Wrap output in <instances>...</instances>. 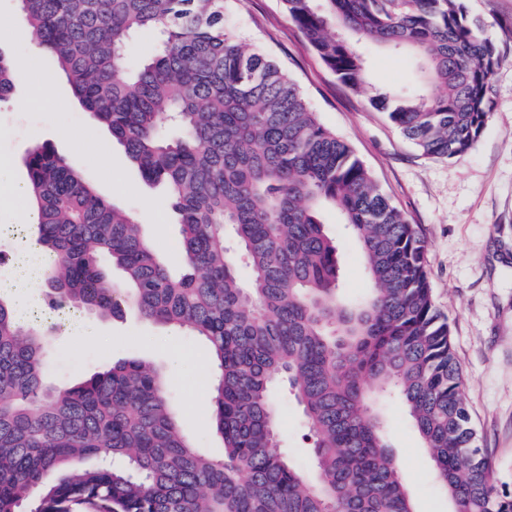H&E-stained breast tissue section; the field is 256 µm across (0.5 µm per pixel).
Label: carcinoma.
<instances>
[{
  "instance_id": "1",
  "label": "carcinoma",
  "mask_w": 512,
  "mask_h": 512,
  "mask_svg": "<svg viewBox=\"0 0 512 512\" xmlns=\"http://www.w3.org/2000/svg\"><path fill=\"white\" fill-rule=\"evenodd\" d=\"M38 45L89 116L177 216V254L48 145L27 155L40 279L59 308L141 316L202 338L209 416L224 456L181 430L160 368L113 364L46 385L49 327L0 294V512H413L377 398L405 407L454 512H512L463 397L425 248L351 146L297 84L224 30L217 0H21ZM349 88L358 44L408 52L421 73L373 108L425 156L476 144L500 51L462 0H283ZM133 33L159 48L133 66ZM19 79L0 49V100ZM332 208L361 250L369 292L342 298ZM109 258L122 272L112 281ZM301 408L312 470L279 446L273 389Z\"/></svg>"
}]
</instances>
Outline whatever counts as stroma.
<instances>
[{
	"instance_id": "35a3bbf8",
	"label": "stroma",
	"mask_w": 512,
	"mask_h": 512,
	"mask_svg": "<svg viewBox=\"0 0 512 512\" xmlns=\"http://www.w3.org/2000/svg\"><path fill=\"white\" fill-rule=\"evenodd\" d=\"M471 16L502 58L493 80V112L476 146L454 158L422 155L387 119L368 105V92L345 87L319 58L284 9L282 0H224V28L248 48L262 50L296 80L318 121L348 142L374 181L413 224L426 245L435 304L447 316L465 376V397L481 447L487 448L499 494L512 497V0H464ZM0 48L26 57L25 77L0 101V285L24 309L55 320L47 289L22 272L29 259L25 214L30 201L19 194L27 179L25 157L35 144L80 163L86 177L108 200L128 208L154 247L169 251L174 217L162 194L149 187L73 98L65 79L47 102L34 93L52 74L36 49L19 0H0ZM372 85L398 88L412 77L405 52L365 43ZM79 134L84 148L74 149ZM323 221L339 252L343 292L359 297L367 286L362 258L334 210ZM131 358L153 362L166 375L182 431L202 453L223 455V442L209 415L212 365L198 337L144 319L136 308L122 318L79 314L47 342L46 383L76 384ZM284 444L293 462L309 467V443L294 401L276 399ZM388 440L414 512H453L435 481L433 462L406 412L386 406Z\"/></svg>"
}]
</instances>
